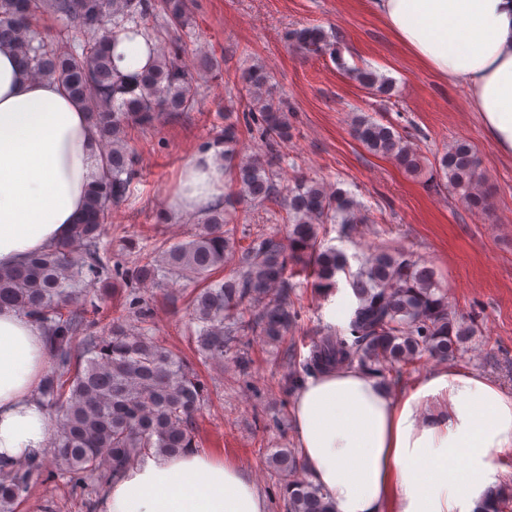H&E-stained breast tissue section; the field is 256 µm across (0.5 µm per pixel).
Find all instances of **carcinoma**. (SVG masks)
I'll use <instances>...</instances> for the list:
<instances>
[{
	"label": "carcinoma",
	"mask_w": 512,
	"mask_h": 512,
	"mask_svg": "<svg viewBox=\"0 0 512 512\" xmlns=\"http://www.w3.org/2000/svg\"><path fill=\"white\" fill-rule=\"evenodd\" d=\"M44 13L59 16L84 39L76 44L41 35L35 21ZM129 25L156 48L151 64L132 78L118 72L108 49L109 39ZM190 25L189 0H0V45H10L30 75L60 80L84 105L98 133L102 165L101 178L88 190L85 214L72 225L69 238L14 267L0 268V308L11 307L46 331L50 367L41 396L55 421L50 455L32 458L0 478V512H17L41 476L84 498L86 512H93L96 501L86 491L102 495L132 462L153 452L174 455L197 447L208 385L156 335L153 304L140 292L147 283L168 295L180 282L197 285L189 302L196 324L188 333L194 356L206 365L222 363L234 351L245 370L250 364L249 353L241 350L245 336L282 343L300 316L301 307L291 300L288 266L308 273L319 297L336 290L337 274L347 275L357 299L352 340L329 325L319 328L302 372L288 374V391L302 385V374L330 365L356 362L383 378L425 357L457 359L474 332L449 311L448 297L437 288L429 266L403 252L379 250L351 272L344 253L322 247L324 225L339 224L347 234L365 219L359 203L341 189L302 178L288 187L277 184L274 169L284 161L279 147L288 140L291 124L261 67L243 72L237 85L265 151L241 157L235 123L225 124L203 146L223 147L220 157L224 171L234 174L236 194L210 209L194 233L176 244L140 246L132 236L114 250L104 244L112 210L128 201L136 175L137 150L128 144V130L144 133L163 112L197 108L195 78L185 64L183 34ZM288 41L306 54L330 49L319 27L295 29ZM351 73L374 94L393 90L391 80L369 68ZM353 132L369 152L394 158L409 173L422 172L425 158L393 126L357 116ZM438 169L467 209H484L482 173L469 144L451 146ZM234 198L285 212V234L261 233L242 245L224 221L225 206ZM230 262L233 268L224 280L212 279ZM117 288L123 299L108 314L104 301ZM270 467L287 512H336L320 485L289 480L301 468L294 451L278 449L270 455ZM486 495L489 512H512V490L491 486Z\"/></svg>",
	"instance_id": "obj_1"
}]
</instances>
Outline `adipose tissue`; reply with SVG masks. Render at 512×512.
<instances>
[{"label": "adipose tissue", "mask_w": 512, "mask_h": 512, "mask_svg": "<svg viewBox=\"0 0 512 512\" xmlns=\"http://www.w3.org/2000/svg\"><path fill=\"white\" fill-rule=\"evenodd\" d=\"M403 51L466 88L497 146L512 153V0H372ZM151 58L146 37L118 34L124 74ZM98 135L61 83L31 77L0 46V267L64 241L101 172ZM215 151L190 156L168 200L205 214L224 198ZM48 353L42 326L0 309V472L44 454L50 421L40 396ZM296 445L336 512H479L494 452L512 447V395L486 376L440 369L405 396L358 365L310 376L292 409ZM464 470H457V461ZM99 512H267L240 464L197 449L151 456L112 482Z\"/></svg>", "instance_id": "obj_1"}]
</instances>
